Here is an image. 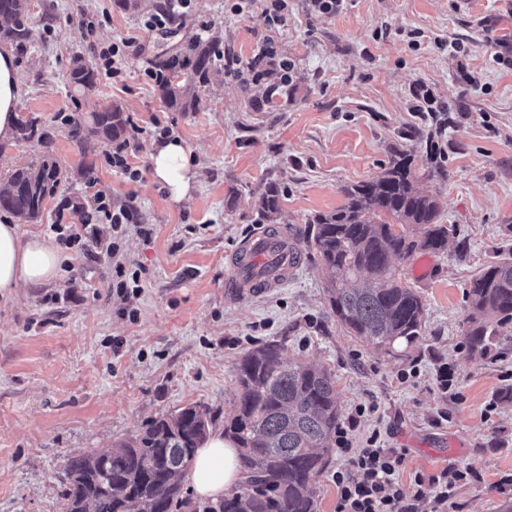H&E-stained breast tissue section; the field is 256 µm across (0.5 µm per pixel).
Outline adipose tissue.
<instances>
[{"label":"adipose tissue","instance_id":"1","mask_svg":"<svg viewBox=\"0 0 512 512\" xmlns=\"http://www.w3.org/2000/svg\"><path fill=\"white\" fill-rule=\"evenodd\" d=\"M20 96L10 50L0 51V138L13 131ZM150 159L156 181L167 186L174 201L188 197L196 183L198 162L191 147L170 138L154 144ZM60 249L39 235L24 236L14 218L0 220V296L55 280L61 271ZM186 479L198 497L218 501L241 481L238 450L217 432L199 448Z\"/></svg>","mask_w":512,"mask_h":512}]
</instances>
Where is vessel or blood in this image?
Here are the masks:
<instances>
[{"label": "vessel or blood", "mask_w": 512, "mask_h": 512, "mask_svg": "<svg viewBox=\"0 0 512 512\" xmlns=\"http://www.w3.org/2000/svg\"><path fill=\"white\" fill-rule=\"evenodd\" d=\"M300 254L283 235L256 233L231 261L225 286L236 295L264 293L285 285Z\"/></svg>", "instance_id": "b4317fda"}]
</instances>
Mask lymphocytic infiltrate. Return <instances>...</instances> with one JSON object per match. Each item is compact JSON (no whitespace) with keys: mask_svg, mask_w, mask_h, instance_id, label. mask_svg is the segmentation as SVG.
I'll use <instances>...</instances> for the list:
<instances>
[{"mask_svg":"<svg viewBox=\"0 0 512 512\" xmlns=\"http://www.w3.org/2000/svg\"><path fill=\"white\" fill-rule=\"evenodd\" d=\"M90 207L91 214L85 215L80 225H52L51 230L61 245L85 250L84 229L89 224L110 225L113 233L119 235L133 220L131 206H113L111 197L100 191L93 194ZM364 412V407H356L354 414L336 428V451L348 457L350 463L349 468L337 470L333 475L336 512H418L425 502L429 503L430 512H445L458 485L479 479V471L474 466H453L437 475L415 474L411 492H404L398 475L406 459L405 449L384 447L375 433L363 444L355 443L354 433ZM426 486L433 493L428 500L422 493Z\"/></svg>","mask_w":512,"mask_h":512,"instance_id":"1","label":"lymphocytic infiltrate"}]
</instances>
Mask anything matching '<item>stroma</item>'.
<instances>
[{
	"label": "stroma",
	"mask_w": 512,
	"mask_h": 512,
	"mask_svg": "<svg viewBox=\"0 0 512 512\" xmlns=\"http://www.w3.org/2000/svg\"><path fill=\"white\" fill-rule=\"evenodd\" d=\"M265 6L247 0L233 13L224 0H192L182 32L220 35L245 70L272 49L291 67L287 98L253 111L255 85L220 72L198 88L199 111L173 112L145 74L173 39L144 30L147 12L114 0H29L31 40L14 53L17 112L38 117L51 140L0 142V181L47 152L63 178L41 218L21 230L50 236L58 215L73 217L72 203H88L96 189L133 201L139 221L117 256L106 253L110 226L99 225L87 251L67 250L54 282L0 297V512H63L67 460L111 448L150 418L199 405L223 429L238 363L271 342L331 370L341 417L365 405L358 439L375 432L385 447L406 449L403 486L418 472L472 464L482 479L460 485L448 512H512V491L498 486L512 474V329L484 352L467 339L471 279L512 255V68L496 59L512 49V0H347L333 15L288 0L274 28ZM88 17L97 21L91 32ZM123 37L135 40L123 80L75 92L72 59L101 68L100 48ZM453 40L464 53L450 50ZM115 103L144 129L128 148L135 182L106 165L111 144L85 154L68 134L71 120L89 123ZM158 124L198 157V182L180 203L152 177ZM398 151L456 234L432 254L429 276L412 278L413 259L401 262L423 299L425 330L387 353L337 324L332 273L304 235L310 219L343 203L344 186L377 177ZM271 182L282 201L267 220L259 198ZM264 226L296 244L300 267L284 287L229 294L231 257ZM116 260L144 268L138 298L113 290ZM443 366L457 377L447 392L437 381Z\"/></svg>",
	"instance_id": "1"
}]
</instances>
